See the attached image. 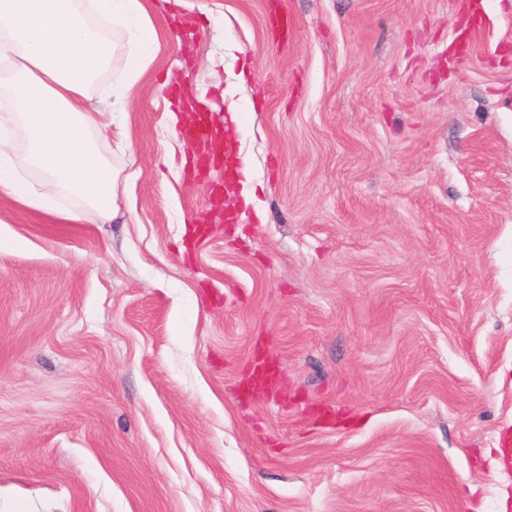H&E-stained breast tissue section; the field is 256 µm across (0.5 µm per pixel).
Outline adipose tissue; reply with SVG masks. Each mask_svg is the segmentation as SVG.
<instances>
[{
  "label": "adipose tissue",
  "instance_id": "1",
  "mask_svg": "<svg viewBox=\"0 0 512 512\" xmlns=\"http://www.w3.org/2000/svg\"><path fill=\"white\" fill-rule=\"evenodd\" d=\"M101 20L124 30L125 42L111 40L84 20L79 0H0V48L15 56L6 90L10 111L0 113V129H22L24 146L0 136V195L67 222L94 210L102 222L116 215L118 174L95 140L106 123L87 107L90 83L116 57L126 59V99L150 66L156 40L152 17L142 0H90ZM39 173L30 184L22 168ZM78 201L64 208L60 199Z\"/></svg>",
  "mask_w": 512,
  "mask_h": 512
}]
</instances>
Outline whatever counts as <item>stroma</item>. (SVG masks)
<instances>
[{"label":"stroma","mask_w":512,"mask_h":512,"mask_svg":"<svg viewBox=\"0 0 512 512\" xmlns=\"http://www.w3.org/2000/svg\"><path fill=\"white\" fill-rule=\"evenodd\" d=\"M170 0L88 87L120 212L0 197V490L31 512H512V0ZM234 101L224 91L240 71ZM263 217L188 174L169 85Z\"/></svg>","instance_id":"35a3bbf8"}]
</instances>
